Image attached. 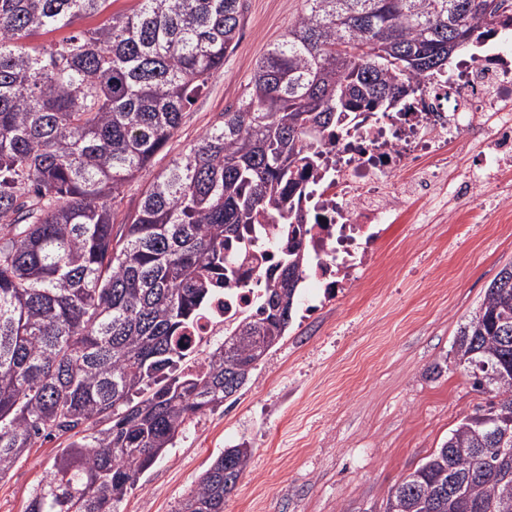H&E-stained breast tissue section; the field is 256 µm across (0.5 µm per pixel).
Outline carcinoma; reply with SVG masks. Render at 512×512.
Returning <instances> with one entry per match:
<instances>
[{
  "label": "carcinoma",
  "instance_id": "carcinoma-1",
  "mask_svg": "<svg viewBox=\"0 0 512 512\" xmlns=\"http://www.w3.org/2000/svg\"><path fill=\"white\" fill-rule=\"evenodd\" d=\"M0 0V479L67 437L25 512H117L196 416L284 336L307 254L305 174L362 115L405 111L495 37L486 0H303L233 109L112 224L123 188L224 67L245 0ZM62 29L47 46L30 41ZM465 46L445 55L448 41ZM263 224H273L267 231ZM272 249L255 313L201 359L186 335L233 254ZM453 350L492 394L389 496L386 512H512V264ZM253 450L227 448L177 512H224Z\"/></svg>",
  "mask_w": 512,
  "mask_h": 512
}]
</instances>
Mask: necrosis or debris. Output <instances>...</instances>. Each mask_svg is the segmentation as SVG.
Here are the masks:
<instances>
[{
    "label": "necrosis or debris",
    "instance_id": "obj_1",
    "mask_svg": "<svg viewBox=\"0 0 512 512\" xmlns=\"http://www.w3.org/2000/svg\"><path fill=\"white\" fill-rule=\"evenodd\" d=\"M472 143L484 152L483 165L455 179L448 196L450 216L473 222L512 223L503 199L475 205L479 188L512 177V52L488 47L482 61H462L453 75L426 84L410 109L396 119L366 120L324 147L323 167L306 180L303 210L313 225L304 239L310 257V287H353L374 277L375 247L393 224H416L417 199L436 190L438 171L447 170L448 151ZM415 179L400 186L402 174ZM240 279L212 303L195 337L223 335L235 317L253 312L258 286L271 266L268 251L237 258Z\"/></svg>",
    "mask_w": 512,
    "mask_h": 512
}]
</instances>
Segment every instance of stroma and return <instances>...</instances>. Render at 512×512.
I'll list each match as a JSON object with an SVG mask.
<instances>
[{
    "label": "stroma",
    "mask_w": 512,
    "mask_h": 512,
    "mask_svg": "<svg viewBox=\"0 0 512 512\" xmlns=\"http://www.w3.org/2000/svg\"><path fill=\"white\" fill-rule=\"evenodd\" d=\"M302 0H246L238 41L151 165L124 188L115 224L141 192L235 107L257 61ZM512 263L511 224H455L431 207L391 228L375 254L379 281L342 288L306 313L301 288L283 340L223 407L196 417L128 491L120 512H176L223 452L253 455L224 512H385L392 489L488 400L453 345L465 317ZM64 440L30 449L0 479V512H24Z\"/></svg>",
    "instance_id": "obj_1"
}]
</instances>
